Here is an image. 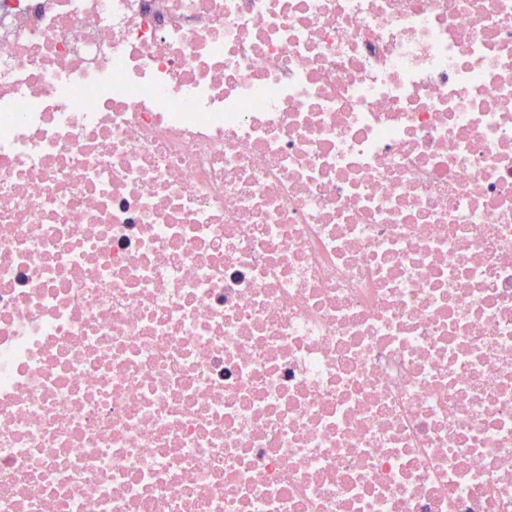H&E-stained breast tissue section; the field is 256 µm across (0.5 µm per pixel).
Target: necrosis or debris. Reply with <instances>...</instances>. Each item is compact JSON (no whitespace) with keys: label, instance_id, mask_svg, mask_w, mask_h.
<instances>
[{"label":"necrosis or debris","instance_id":"necrosis-or-debris-1","mask_svg":"<svg viewBox=\"0 0 512 512\" xmlns=\"http://www.w3.org/2000/svg\"><path fill=\"white\" fill-rule=\"evenodd\" d=\"M0 512H512V0H0Z\"/></svg>","mask_w":512,"mask_h":512}]
</instances>
